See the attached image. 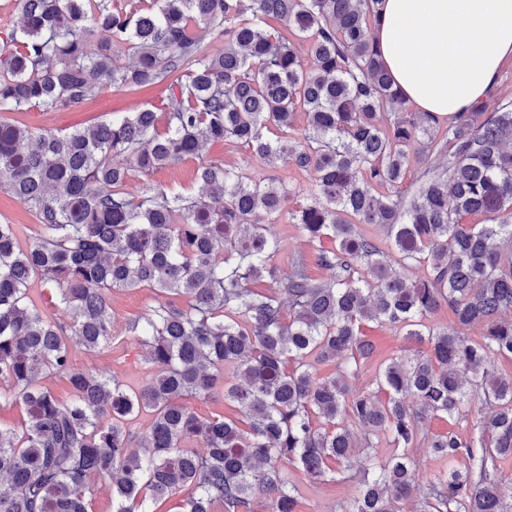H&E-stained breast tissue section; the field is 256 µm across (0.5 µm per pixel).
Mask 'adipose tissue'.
<instances>
[{
	"instance_id": "ef3b65f1",
	"label": "adipose tissue",
	"mask_w": 512,
	"mask_h": 512,
	"mask_svg": "<svg viewBox=\"0 0 512 512\" xmlns=\"http://www.w3.org/2000/svg\"><path fill=\"white\" fill-rule=\"evenodd\" d=\"M373 40L407 105L449 118L512 59V0H383Z\"/></svg>"
}]
</instances>
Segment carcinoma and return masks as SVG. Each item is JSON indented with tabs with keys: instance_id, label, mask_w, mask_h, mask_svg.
Here are the masks:
<instances>
[{
	"instance_id": "carcinoma-1",
	"label": "carcinoma",
	"mask_w": 512,
	"mask_h": 512,
	"mask_svg": "<svg viewBox=\"0 0 512 512\" xmlns=\"http://www.w3.org/2000/svg\"><path fill=\"white\" fill-rule=\"evenodd\" d=\"M380 3L18 0V20L0 29L1 112L164 84L166 130L151 108L60 132L0 121V188L38 226L23 249L16 225L0 224V406L27 416L19 431L0 425V512H88L94 477L112 488V512H162L177 494L181 512H251L257 493L268 512H300L290 465L358 479L336 512H405L423 445L464 461L427 480L424 512H512V374L496 366L512 362V104L446 124L408 110L369 36ZM224 141L247 157L200 162L205 196L128 191L132 173ZM254 160L309 173L298 207L288 201L300 189L253 176ZM284 213L309 242L333 241L316 254L320 277L294 257L281 278L265 221ZM472 215L485 223H463ZM360 224L384 232L395 264ZM423 261L428 277L410 278ZM35 278L69 324L31 299ZM134 288L160 296L127 327L150 378L131 389L76 371L72 346L112 347L111 296ZM443 309L452 324L429 323ZM365 321L428 351L380 363L377 391L360 393L350 382L376 357ZM55 373L68 376L67 403L43 383ZM472 392L476 435L428 430L432 417L468 416ZM215 396L244 418H202L188 404ZM382 438L392 452L378 462Z\"/></svg>"
}]
</instances>
